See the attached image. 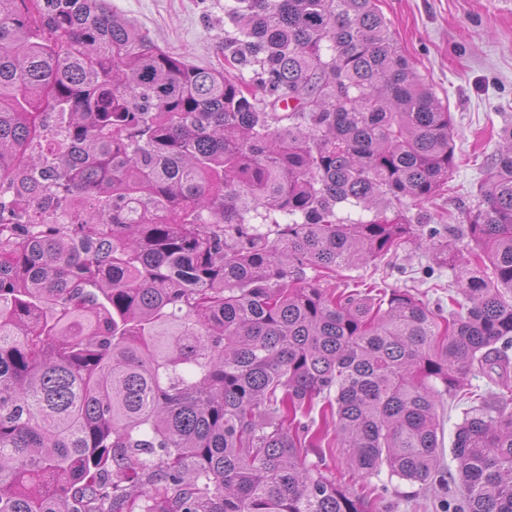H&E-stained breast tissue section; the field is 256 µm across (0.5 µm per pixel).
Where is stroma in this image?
Wrapping results in <instances>:
<instances>
[{"label": "stroma", "instance_id": "35a3bbf8", "mask_svg": "<svg viewBox=\"0 0 512 512\" xmlns=\"http://www.w3.org/2000/svg\"><path fill=\"white\" fill-rule=\"evenodd\" d=\"M109 2L170 54L200 68L222 66L229 0ZM378 7L416 72L447 103L454 125L456 166L447 194L409 205V214L430 224L461 225L498 150V131L512 124V0H379ZM451 280L450 270L436 264L430 250L406 243L368 264L337 272L332 284L339 289L409 288L429 305L445 306ZM464 390L439 412L440 466L451 474L456 471L451 447L468 406L467 394L499 393L503 386L498 378L474 370ZM369 482L388 488L371 512H444L449 498L440 486L424 488L390 478L385 471Z\"/></svg>", "mask_w": 512, "mask_h": 512}]
</instances>
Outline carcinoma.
<instances>
[{"mask_svg": "<svg viewBox=\"0 0 512 512\" xmlns=\"http://www.w3.org/2000/svg\"><path fill=\"white\" fill-rule=\"evenodd\" d=\"M250 83L106 0H0V512H367L421 485L440 400L512 369V125L461 236L448 105L375 0H233ZM369 220L341 216L348 208ZM406 239L455 308L329 287ZM459 498L512 512V393L463 412ZM323 454V468L337 482L351 483V473L343 463L339 453L340 448H325Z\"/></svg>", "mask_w": 512, "mask_h": 512, "instance_id": "carcinoma-1", "label": "carcinoma"}]
</instances>
